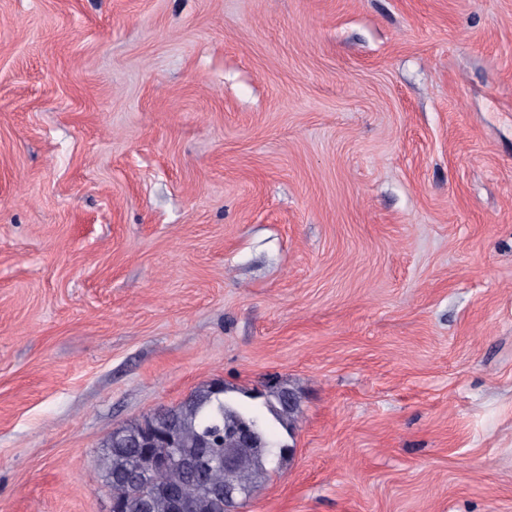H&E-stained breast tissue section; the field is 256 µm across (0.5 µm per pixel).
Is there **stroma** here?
Returning <instances> with one entry per match:
<instances>
[{
  "mask_svg": "<svg viewBox=\"0 0 512 512\" xmlns=\"http://www.w3.org/2000/svg\"><path fill=\"white\" fill-rule=\"evenodd\" d=\"M214 379L238 512H512V0H0V512ZM290 394L297 396L292 390L276 384L269 387L266 395L267 398L264 401V406L267 408L268 412L279 422L288 424V427L294 421V417L299 410V403H294L297 401L296 398L289 396L287 397L288 401L285 400V397Z\"/></svg>",
  "mask_w": 512,
  "mask_h": 512,
  "instance_id": "obj_1",
  "label": "stroma"
}]
</instances>
